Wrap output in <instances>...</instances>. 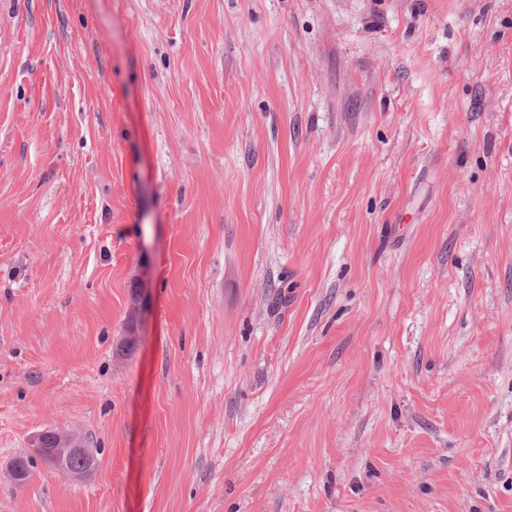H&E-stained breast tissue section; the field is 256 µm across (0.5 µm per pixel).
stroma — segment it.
Masks as SVG:
<instances>
[{
  "instance_id": "35a3bbf8",
  "label": "stroma",
  "mask_w": 512,
  "mask_h": 512,
  "mask_svg": "<svg viewBox=\"0 0 512 512\" xmlns=\"http://www.w3.org/2000/svg\"><path fill=\"white\" fill-rule=\"evenodd\" d=\"M0 512H512V0H0ZM48 436H50L51 439L53 438L54 440L53 448H44L43 441ZM32 447L34 450L40 453L42 461L49 468L63 476L82 477L93 471L92 469H86L89 465L93 463L96 465V458L93 461L87 459L95 457V452L93 451V449L88 448L86 443L75 434L54 430H44L33 437ZM77 455H83L87 458ZM66 459L68 469L86 470L76 473L68 472L65 467Z\"/></svg>"
}]
</instances>
